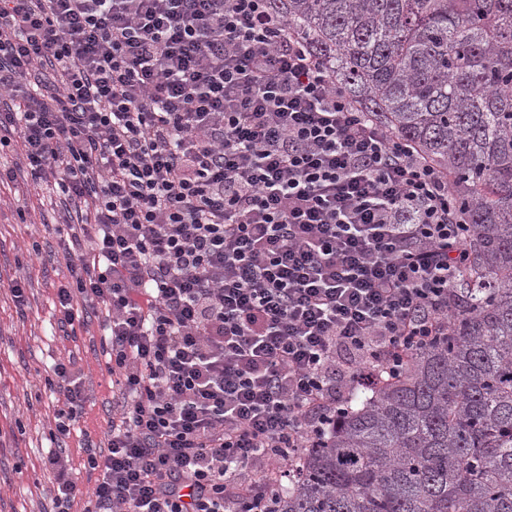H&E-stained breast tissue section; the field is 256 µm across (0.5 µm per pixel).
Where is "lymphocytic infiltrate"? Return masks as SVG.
<instances>
[{"label": "lymphocytic infiltrate", "mask_w": 512, "mask_h": 512, "mask_svg": "<svg viewBox=\"0 0 512 512\" xmlns=\"http://www.w3.org/2000/svg\"><path fill=\"white\" fill-rule=\"evenodd\" d=\"M62 208L61 326L98 314L119 385L91 490L53 512H274L346 389L462 307L448 176L361 111L270 0H0V128ZM46 379L70 435L74 363Z\"/></svg>", "instance_id": "lymphocytic-infiltrate-1"}]
</instances>
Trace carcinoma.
<instances>
[{"instance_id":"carcinoma-1","label":"carcinoma","mask_w":512,"mask_h":512,"mask_svg":"<svg viewBox=\"0 0 512 512\" xmlns=\"http://www.w3.org/2000/svg\"><path fill=\"white\" fill-rule=\"evenodd\" d=\"M272 4L475 226L465 313L336 414L277 512H512V0Z\"/></svg>"}]
</instances>
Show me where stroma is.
I'll use <instances>...</instances> for the list:
<instances>
[{
	"mask_svg": "<svg viewBox=\"0 0 512 512\" xmlns=\"http://www.w3.org/2000/svg\"><path fill=\"white\" fill-rule=\"evenodd\" d=\"M0 512H51L54 477L46 466L63 399L46 384L53 363L75 357L87 401L82 429L103 439L113 415L112 381L96 318L59 331L54 300L69 272L53 224L60 207L33 185L13 131H0ZM26 284L16 308L10 285Z\"/></svg>",
	"mask_w": 512,
	"mask_h": 512,
	"instance_id": "obj_1",
	"label": "stroma"
}]
</instances>
